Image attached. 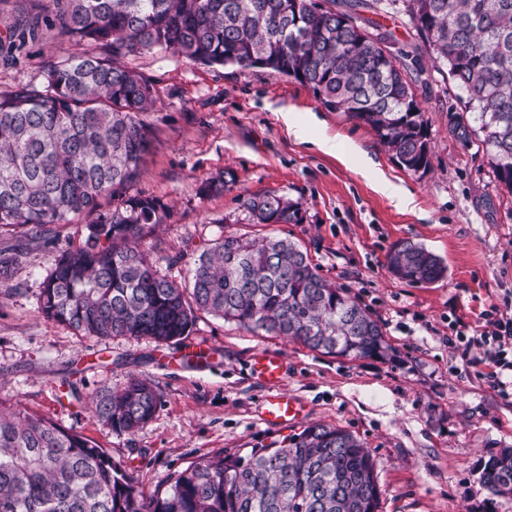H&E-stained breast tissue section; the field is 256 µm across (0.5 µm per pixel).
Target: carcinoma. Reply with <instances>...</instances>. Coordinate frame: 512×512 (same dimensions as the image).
<instances>
[{
	"instance_id": "1",
	"label": "carcinoma",
	"mask_w": 512,
	"mask_h": 512,
	"mask_svg": "<svg viewBox=\"0 0 512 512\" xmlns=\"http://www.w3.org/2000/svg\"><path fill=\"white\" fill-rule=\"evenodd\" d=\"M309 2L56 0L49 27L102 52H69L46 64L41 88L0 95V228L43 235L51 224L86 219L81 244L61 251L42 282L45 317L85 336L168 343L189 335L205 312L327 355H388L378 321L287 238L225 235L194 259L188 281L160 273V262L181 260L151 256L150 240L170 210L157 197L128 194L150 153L147 116L159 101L153 80L123 64L140 50L243 68L265 58L326 109L367 124L401 166L427 170L431 142L413 79L376 45L363 10L408 18L475 114L450 113L451 132L465 145L479 142L512 192V0H345L342 10L335 0L316 9ZM235 182L226 170L200 195ZM243 207L254 224L303 220L299 203L274 193L250 195ZM21 257L0 253V280ZM386 261L412 284L447 273L437 255L409 240L393 243ZM159 401L150 379L133 376L96 395L92 410L104 426L134 433ZM482 479L493 495H512L511 448L486 462ZM380 496L371 449L342 427L315 423L284 448L204 456L146 501L91 439L0 405V512H378Z\"/></svg>"
}]
</instances>
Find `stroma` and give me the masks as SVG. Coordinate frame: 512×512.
I'll return each mask as SVG.
<instances>
[{"mask_svg": "<svg viewBox=\"0 0 512 512\" xmlns=\"http://www.w3.org/2000/svg\"><path fill=\"white\" fill-rule=\"evenodd\" d=\"M27 2L0 0V95L40 85L44 63L73 49L49 28L13 46L15 10ZM419 61L415 95L432 146L423 173L402 167L369 126L328 111L309 88L270 69L196 64L173 51L126 59L160 96L148 116L153 148L131 191L173 209L159 247L177 262L161 264V273L184 280L204 247L224 235L289 238L382 324L391 346L386 357L327 356L206 313L189 336L166 345L84 336L39 311L42 281L60 251L81 243L82 225H52L46 239L0 229V251L25 252L11 279L0 282V404L92 439L147 498L201 456L276 448L323 423L351 431L373 451L379 512H512V497L492 495L481 479L485 462L512 448V395L493 388L447 344L454 319L474 331L484 314L512 311V193L483 152L448 131L449 113L463 107L462 91L427 56ZM281 108L301 121L316 114L321 124L310 128L311 140L327 135L346 151L326 154L311 140L299 142L278 116ZM360 150L388 180L412 191L413 208L397 209L377 190L375 175L360 168ZM228 168L236 184L201 198L202 183ZM262 192L300 202L302 223H249L241 200ZM399 240L440 256L445 278L423 286L395 278L386 255ZM261 350L281 357V389L307 408L293 424L271 427L260 419L267 386L253 357ZM192 351L209 358L189 359ZM133 375L152 379L160 403L131 435L103 426L90 400Z\"/></svg>", "mask_w": 512, "mask_h": 512, "instance_id": "1", "label": "stroma"}]
</instances>
